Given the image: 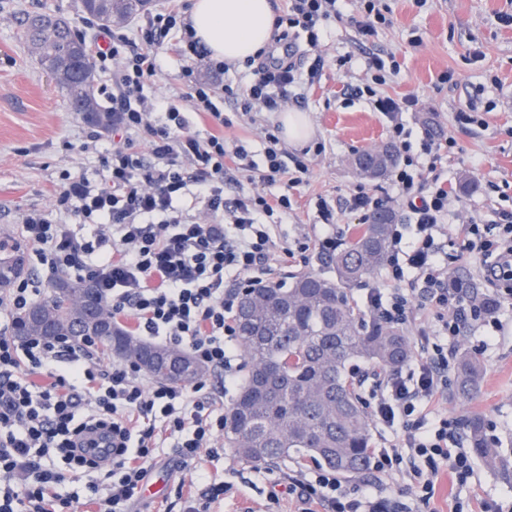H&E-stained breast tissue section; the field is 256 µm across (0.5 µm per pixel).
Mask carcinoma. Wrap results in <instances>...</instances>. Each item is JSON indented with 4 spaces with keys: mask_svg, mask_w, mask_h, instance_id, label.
<instances>
[{
    "mask_svg": "<svg viewBox=\"0 0 512 512\" xmlns=\"http://www.w3.org/2000/svg\"><path fill=\"white\" fill-rule=\"evenodd\" d=\"M84 12L104 23L138 11L140 0H81ZM20 38L39 57L65 93L69 106L101 128L112 121L97 99L95 73L81 52L70 23L58 17L27 16ZM362 170L370 178L387 175L394 151L386 146L363 153ZM392 221L372 218L336 252V277L308 272L289 283H272L243 295L235 322L244 345L248 376L228 409L224 444L238 458L256 466H273L299 458L319 462L343 476L367 469L371 427L350 367L365 362L379 369L398 368L413 357V343L399 327L366 317L353 302L351 289L379 271L388 257ZM0 293L25 274L18 246L0 244ZM12 331L17 339L67 337L91 339L111 356L133 352L156 380L190 384L204 368L182 375L180 361L155 357L171 348L138 340L112 314H104L98 289L86 281L61 277L49 296L18 311ZM483 368L468 352L457 357L456 395L479 392ZM468 446L480 458L494 460L487 422L477 413L466 420Z\"/></svg>",
    "mask_w": 512,
    "mask_h": 512,
    "instance_id": "1",
    "label": "carcinoma"
}]
</instances>
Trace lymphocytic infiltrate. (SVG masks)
Listing matches in <instances>:
<instances>
[{"label":"lymphocytic infiltrate","instance_id":"lymphocytic-infiltrate-1","mask_svg":"<svg viewBox=\"0 0 512 512\" xmlns=\"http://www.w3.org/2000/svg\"><path fill=\"white\" fill-rule=\"evenodd\" d=\"M336 3L288 0L287 12L276 18L277 43L289 51L302 36L317 49L323 24L339 15ZM98 38L94 65L112 73V148L102 156L96 180L62 171L50 213L25 214L22 234L40 265L92 282L110 312L132 319L140 335L164 337L233 385L236 288L268 284L272 256L336 249L328 234L295 243L272 236V226L292 207L293 190L310 175L306 155L288 154L277 130L269 129L263 159L254 161L245 145H228L224 129L230 121L216 104L232 101L244 115L281 111L294 98L298 67L289 54L277 58L266 48L244 62L253 75L248 86L223 83L228 64L211 58L179 0H164L136 22L101 28ZM171 46L183 61L178 81L190 104L186 113L144 93L160 79L162 56ZM365 70L354 95L388 118L397 160L390 196L359 185L347 204L368 215L393 202L406 215L391 232L386 278L394 290L369 289L367 302L374 316L403 324L417 297L439 310L443 321L441 335L418 338L415 370L388 371L374 382L372 414L393 439L373 449L369 468L401 473L427 501L441 469L460 482L471 471L461 436L434 415L448 390L456 340L473 321L502 327L495 309L449 284L447 271L459 253L484 252L493 258L492 298L511 299L512 213L501 214L492 235L471 224L458 254L445 251L436 237L448 221L450 194L438 165L455 142L428 137L421 155L412 154L401 115L418 99L382 92L400 70L395 54L369 57ZM193 114L208 117L212 129H195ZM238 173L249 187L225 201L224 185ZM275 183L281 190L268 198L264 188ZM78 224L95 230L78 235ZM41 296L31 277L0 299V512H65L72 499L61 492L66 477L55 465L58 456L72 472L98 473L88 485L98 512H133L159 449L175 448L192 460L201 449L216 447L224 431V394L206 380L151 383L130 363L104 368L89 342L16 341L15 313ZM290 483L323 512H399L397 503L373 494L351 495L328 468Z\"/></svg>","mask_w":512,"mask_h":512}]
</instances>
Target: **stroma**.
I'll use <instances>...</instances> for the list:
<instances>
[{
	"label": "stroma",
	"instance_id": "1",
	"mask_svg": "<svg viewBox=\"0 0 512 512\" xmlns=\"http://www.w3.org/2000/svg\"><path fill=\"white\" fill-rule=\"evenodd\" d=\"M387 3L392 26L366 43L357 42L347 22L357 12L356 0H340L342 20L324 29L323 68L305 87L297 109L308 119L310 142L324 143L325 149L309 153V181L294 190L292 211L273 227L277 238L292 242L326 231L347 238L361 222L359 213L345 204L351 190L360 184L387 188V180L365 179L352 164L356 152L389 142L387 118L350 94L352 87L361 85L364 62L372 53H395L400 64L398 75L385 88L387 94L419 98L418 109L402 115L412 144L420 145L428 134L456 141L441 167L463 212L449 217L439 242L453 249L462 222L486 225L496 221L499 211L512 212V24L503 21L512 15V0H428L422 9L413 0ZM24 11L63 17L88 40L95 34L83 24L79 0H0V239L17 242L23 239V215L48 210L62 170L92 178L100 168L98 154L76 151L92 124L70 109L63 92L19 38ZM414 36L420 37L419 46H410ZM347 53L354 55V65L338 66L337 57ZM465 105L482 113L484 126L457 122L456 113ZM218 106L231 121L225 138L242 142L254 160H261L264 131L280 126V113L263 112L250 120L237 115L228 100ZM322 200L330 216L319 211ZM498 315L502 329L494 343L484 345L488 331L476 325L465 330L459 343L484 368L479 393L469 399L448 394L436 409L452 423H465L473 413L483 415L500 454L512 461V304L502 303ZM473 468L472 477L463 483L441 472L427 502L398 474L380 477L377 493L403 503L405 512H481L486 505L512 512V485L497 467L477 458ZM296 469L288 460L259 473L228 447L218 457L203 455L186 463L177 449L167 448L153 467L154 476L163 480L160 491L139 499L135 510L184 512L178 482L205 473L224 484V498L212 504V512H303L300 496L288 490V476Z\"/></svg>",
	"mask_w": 512,
	"mask_h": 512
}]
</instances>
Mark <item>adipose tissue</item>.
Masks as SVG:
<instances>
[{
    "mask_svg": "<svg viewBox=\"0 0 512 512\" xmlns=\"http://www.w3.org/2000/svg\"><path fill=\"white\" fill-rule=\"evenodd\" d=\"M189 14L197 38L217 60H245L272 41L270 0H190Z\"/></svg>",
    "mask_w": 512,
    "mask_h": 512,
    "instance_id": "1",
    "label": "adipose tissue"
}]
</instances>
